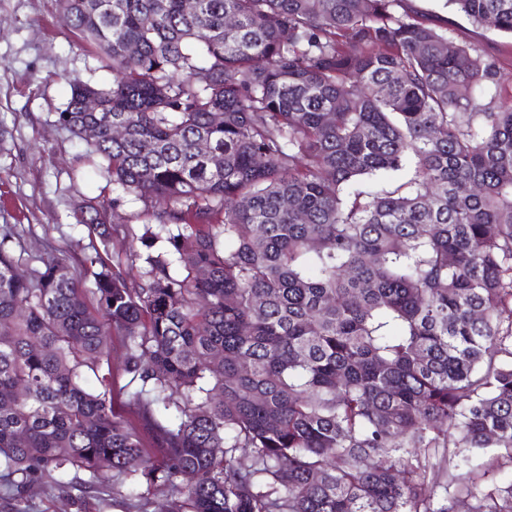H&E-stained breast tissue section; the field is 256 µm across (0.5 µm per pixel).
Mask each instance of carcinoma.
<instances>
[{
	"label": "carcinoma",
	"mask_w": 512,
	"mask_h": 512,
	"mask_svg": "<svg viewBox=\"0 0 512 512\" xmlns=\"http://www.w3.org/2000/svg\"><path fill=\"white\" fill-rule=\"evenodd\" d=\"M448 2L512 35V0ZM59 7L112 79L70 80L56 123L101 161L112 207L133 195L176 232L154 254L145 231L124 266L89 258L98 314L66 259L20 277L0 237V493L131 480L168 485L171 512H454L448 449L512 461V78L496 59L408 0ZM114 332L158 458L113 414L112 372L84 385ZM457 485L471 512H512V481Z\"/></svg>",
	"instance_id": "obj_1"
}]
</instances>
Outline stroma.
<instances>
[{
	"label": "stroma",
	"mask_w": 512,
	"mask_h": 512,
	"mask_svg": "<svg viewBox=\"0 0 512 512\" xmlns=\"http://www.w3.org/2000/svg\"><path fill=\"white\" fill-rule=\"evenodd\" d=\"M411 6L447 26L457 40L477 46L499 59L512 73V37L475 26L466 16L444 8L442 0H410ZM91 82L104 73L93 50L62 28L56 0H0V229L11 228L8 248L21 272L41 258L65 257L76 271L89 306H96L90 257L105 261L124 257L133 238L150 221L141 201L126 196L117 211L108 212V244L70 213L82 201L112 198L106 174L82 158L83 145L55 122L70 96L68 77ZM112 344V409L136 428L149 452L157 447L139 417L134 394L139 383L123 371L126 337ZM0 512H131L126 496L106 486L83 494L32 485L20 505L0 500Z\"/></svg>",
	"instance_id": "stroma-1"
}]
</instances>
